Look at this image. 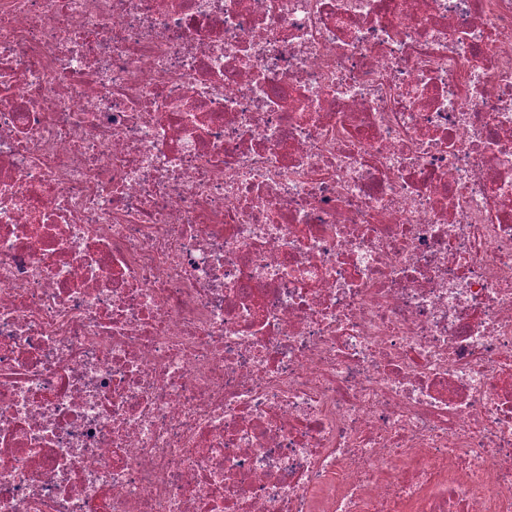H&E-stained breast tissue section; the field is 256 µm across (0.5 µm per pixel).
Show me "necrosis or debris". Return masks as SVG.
Listing matches in <instances>:
<instances>
[{
    "label": "necrosis or debris",
    "instance_id": "obj_1",
    "mask_svg": "<svg viewBox=\"0 0 512 512\" xmlns=\"http://www.w3.org/2000/svg\"><path fill=\"white\" fill-rule=\"evenodd\" d=\"M0 512H512V0H0Z\"/></svg>",
    "mask_w": 512,
    "mask_h": 512
}]
</instances>
